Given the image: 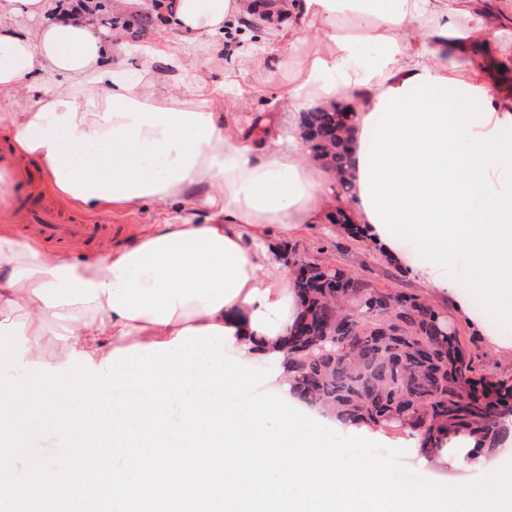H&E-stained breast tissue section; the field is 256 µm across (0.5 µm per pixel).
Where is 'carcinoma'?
I'll use <instances>...</instances> for the list:
<instances>
[{"label":"carcinoma","mask_w":512,"mask_h":512,"mask_svg":"<svg viewBox=\"0 0 512 512\" xmlns=\"http://www.w3.org/2000/svg\"><path fill=\"white\" fill-rule=\"evenodd\" d=\"M161 7L151 0L137 11L111 12L99 0L103 33L136 42L162 20ZM347 133L335 112L308 113L309 148L328 159L344 192ZM282 250L304 306L286 342L300 399L350 421L411 428L429 450L460 433L477 435L482 449L495 442L501 420L512 416V380L477 370L439 312L418 295L374 288L296 243ZM352 313L360 322H348Z\"/></svg>","instance_id":"carcinoma-1"}]
</instances>
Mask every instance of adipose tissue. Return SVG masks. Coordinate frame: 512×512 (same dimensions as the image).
I'll return each instance as SVG.
<instances>
[{"label":"adipose tissue","instance_id":"adipose-tissue-1","mask_svg":"<svg viewBox=\"0 0 512 512\" xmlns=\"http://www.w3.org/2000/svg\"><path fill=\"white\" fill-rule=\"evenodd\" d=\"M263 10L280 20L238 70L216 86L200 75L174 86L166 73L184 66L174 41L148 47L126 82L112 68L119 43L92 24L55 0H0V131L14 151L68 205L166 214L81 260L0 221V325L23 324L25 362L57 367L78 354L100 365L112 350L214 326L230 333L225 353L271 364V388L294 397L282 343L301 302L271 238L300 235L333 204L427 292L512 327V158L502 153L512 147V85L471 62L501 25L492 0H177L172 26L211 62L225 27ZM272 53L293 64L278 96L288 117L239 130L224 94L254 95L239 73ZM345 96L342 195L303 134L309 110ZM341 427L425 470L490 465L468 435L425 453L404 430Z\"/></svg>","mask_w":512,"mask_h":512}]
</instances>
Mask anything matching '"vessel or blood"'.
Wrapping results in <instances>:
<instances>
[{
	"instance_id": "obj_1",
	"label": "vessel or blood",
	"mask_w": 512,
	"mask_h": 512,
	"mask_svg": "<svg viewBox=\"0 0 512 512\" xmlns=\"http://www.w3.org/2000/svg\"><path fill=\"white\" fill-rule=\"evenodd\" d=\"M0 194L8 200L10 222L34 225L50 244L65 246L81 241L95 245L112 236L114 226L106 219H70L47 206L35 180L17 165L8 150L0 151Z\"/></svg>"
}]
</instances>
